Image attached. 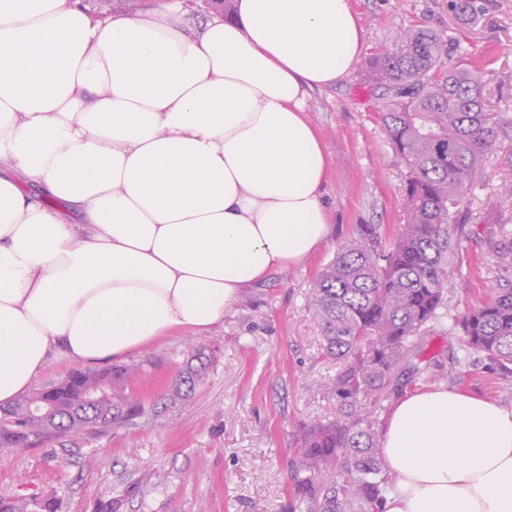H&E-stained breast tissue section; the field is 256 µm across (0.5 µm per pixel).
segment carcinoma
I'll use <instances>...</instances> for the list:
<instances>
[{
	"label": "carcinoma",
	"instance_id": "1",
	"mask_svg": "<svg viewBox=\"0 0 512 512\" xmlns=\"http://www.w3.org/2000/svg\"><path fill=\"white\" fill-rule=\"evenodd\" d=\"M465 25L476 22L480 0H451ZM445 40L413 24L400 28L371 53L365 74L385 99L380 119L396 153L409 168L405 223L383 242L379 224H361L320 271L308 309L323 336L325 354L340 363L328 390L336 417L300 429L289 462V512H382L397 475L383 460L379 438L361 404L372 394L388 400L392 370L415 349L423 328L445 306L446 269L455 252L456 213L483 160L512 142V116L492 109L498 89L456 63L436 73ZM427 72L422 84L416 75ZM497 262L512 267V242L489 241ZM467 348L512 378V287L455 319ZM215 351L195 345L163 402L185 401L205 379ZM143 363L81 371L0 408V456L48 441L63 443L70 427L94 428L93 438L131 423L146 412L133 387ZM38 397L53 408L37 424L27 402ZM51 497L0 498V512H55Z\"/></svg>",
	"mask_w": 512,
	"mask_h": 512
}]
</instances>
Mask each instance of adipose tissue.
Wrapping results in <instances>:
<instances>
[{"label":"adipose tissue","instance_id":"ef3b65f1","mask_svg":"<svg viewBox=\"0 0 512 512\" xmlns=\"http://www.w3.org/2000/svg\"><path fill=\"white\" fill-rule=\"evenodd\" d=\"M182 0L94 17L0 0V405L62 354L121 359L225 310L331 235L307 112L351 74V0ZM383 512H512V408L441 385L379 435ZM210 4H208V3ZM204 0H186L185 9L187 10L186 21L190 24L198 23L201 20H204L206 17L210 16L212 9L210 6H217L218 4L224 5V14H227L231 9V1L230 0H212L207 1Z\"/></svg>","mask_w":512,"mask_h":512}]
</instances>
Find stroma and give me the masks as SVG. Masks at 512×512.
Listing matches in <instances>:
<instances>
[{"instance_id": "1", "label": "stroma", "mask_w": 512, "mask_h": 512, "mask_svg": "<svg viewBox=\"0 0 512 512\" xmlns=\"http://www.w3.org/2000/svg\"><path fill=\"white\" fill-rule=\"evenodd\" d=\"M364 27V53L399 27L418 23L441 34L448 52L439 68L461 63L489 70L501 106L512 112V0H484L477 25L460 28L448 0H352ZM380 90L362 66L315 92L309 120L322 133L331 169L325 200L332 234L313 256L247 289L204 330L165 337L127 356L150 360L135 387L152 404L173 381L189 346H217V359L190 400L108 432L93 443H46L0 457V495H53L58 512H288V461L300 426L336 414L327 385L337 365L322 351L307 308L315 276L353 239L361 224L392 229L405 218L408 168L379 118ZM512 179V146L489 154L460 207L462 228L448 266L447 312L428 323L421 352L398 368L404 392L444 385L512 407V385L469 350L455 318L512 286L488 242L512 235V208L499 189Z\"/></svg>"}]
</instances>
